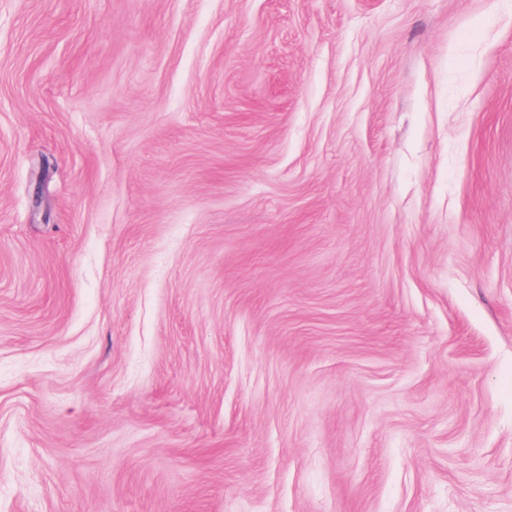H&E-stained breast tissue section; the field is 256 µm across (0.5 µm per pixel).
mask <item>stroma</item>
I'll return each mask as SVG.
<instances>
[{
	"label": "stroma",
	"mask_w": 512,
	"mask_h": 512,
	"mask_svg": "<svg viewBox=\"0 0 512 512\" xmlns=\"http://www.w3.org/2000/svg\"><path fill=\"white\" fill-rule=\"evenodd\" d=\"M0 512H512V0H0Z\"/></svg>",
	"instance_id": "35a3bbf8"
}]
</instances>
